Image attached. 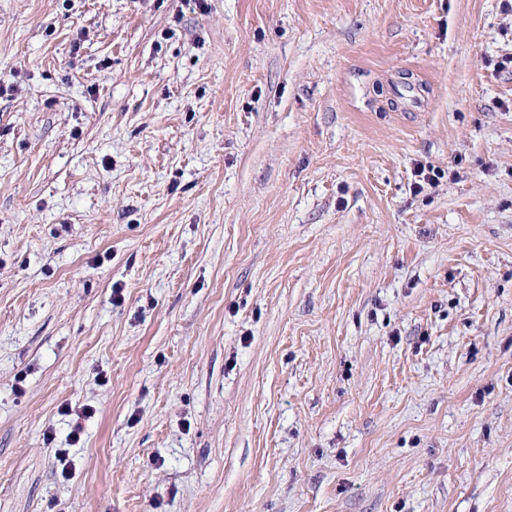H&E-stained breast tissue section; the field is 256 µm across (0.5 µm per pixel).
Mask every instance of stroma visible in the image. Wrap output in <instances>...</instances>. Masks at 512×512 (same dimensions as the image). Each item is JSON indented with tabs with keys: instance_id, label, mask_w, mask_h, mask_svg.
Wrapping results in <instances>:
<instances>
[{
	"instance_id": "obj_1",
	"label": "stroma",
	"mask_w": 512,
	"mask_h": 512,
	"mask_svg": "<svg viewBox=\"0 0 512 512\" xmlns=\"http://www.w3.org/2000/svg\"><path fill=\"white\" fill-rule=\"evenodd\" d=\"M511 56L505 0H0V512H512Z\"/></svg>"
}]
</instances>
